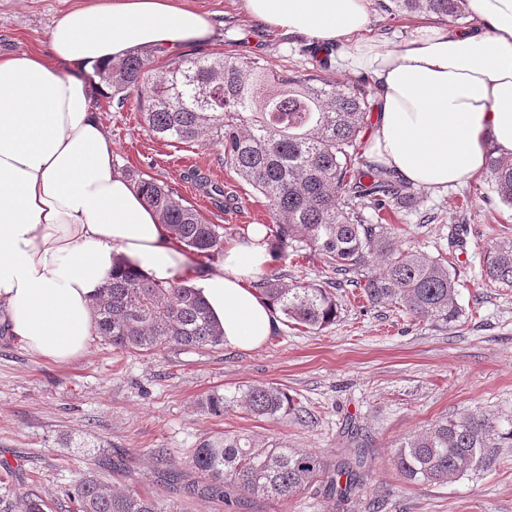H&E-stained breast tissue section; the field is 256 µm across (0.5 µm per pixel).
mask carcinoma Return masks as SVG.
<instances>
[{
    "mask_svg": "<svg viewBox=\"0 0 512 512\" xmlns=\"http://www.w3.org/2000/svg\"><path fill=\"white\" fill-rule=\"evenodd\" d=\"M387 13L465 19L468 0H389ZM133 51L96 68L92 78L122 104L135 96L144 122L162 139L205 141L224 155V164L266 200L274 248L307 247L330 271L325 285L285 284L275 274L253 287L286 319L310 330L336 322V290L357 288L380 307H404L413 317L442 329L460 321L456 275L444 257H431L398 244L392 224H373L375 214L413 204L417 192L397 174L359 156V141L370 117L369 81L340 89L322 78L334 48H307L313 68L297 75L273 71L263 57L229 53L212 57L187 53L169 60L154 75L148 57ZM488 179L500 201L512 207V161L490 158ZM128 177L175 238L198 256L224 253V226L208 222L173 192L138 173ZM484 276L512 286V245L487 249ZM94 316L100 335L112 345L140 354L170 345L219 346L224 334L202 296L175 281L156 282L128 259H116L100 288ZM212 415L239 406L254 417H277L296 410L278 388L252 385L239 397L219 391L201 402ZM489 419L462 414L400 442L394 465L408 481L447 483L472 471L469 461L485 460ZM363 461H329L315 451L273 445L257 447L241 436L200 442L191 466L206 478L202 493L224 500L243 497L288 501L315 486L329 498H344L361 484ZM235 498H230V495ZM72 512H180L162 499L135 490L109 491L87 477L69 492Z\"/></svg>",
    "mask_w": 512,
    "mask_h": 512,
    "instance_id": "obj_1",
    "label": "carcinoma"
}]
</instances>
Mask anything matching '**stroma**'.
<instances>
[{
    "label": "stroma",
    "mask_w": 512,
    "mask_h": 512,
    "mask_svg": "<svg viewBox=\"0 0 512 512\" xmlns=\"http://www.w3.org/2000/svg\"><path fill=\"white\" fill-rule=\"evenodd\" d=\"M104 0H0V54H43L52 25L68 10ZM204 15L206 54H260L277 71L302 70L313 41L249 15L243 0H175ZM372 37L399 41L428 22L425 14L393 17L371 7ZM119 170L144 174L224 227L225 240L269 221L263 197L225 167L216 150L170 144L148 130L135 101L118 105L93 92ZM233 194L220 209L209 191ZM402 247L452 257L464 315L439 329L401 310L339 296L338 317L319 331L282 322L252 350L220 345L170 346L154 355L121 352L93 336L86 352L57 363L0 335V512L38 494L51 512H66L67 490L91 476L114 490L134 489L178 505L181 512H228L201 494L190 465L212 434L272 441L332 459L363 457V486L337 501L308 490L279 502L245 499L241 512H512V445L494 438L485 464L448 483H410L394 466L400 441L443 418L474 413L512 428V288L487 286V248L512 242V207L484 177L445 191H426L415 207L387 218ZM269 273L291 284H323L322 259L304 249L276 256ZM281 388L297 413L254 417L230 408L205 412L201 400L219 390L237 395L252 385ZM175 471L178 483L164 472Z\"/></svg>",
    "instance_id": "obj_1"
}]
</instances>
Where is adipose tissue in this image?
Here are the masks:
<instances>
[{"label": "adipose tissue", "mask_w": 512, "mask_h": 512, "mask_svg": "<svg viewBox=\"0 0 512 512\" xmlns=\"http://www.w3.org/2000/svg\"><path fill=\"white\" fill-rule=\"evenodd\" d=\"M370 0H244L266 24L316 42L352 41L345 69L371 75L374 120L367 162L432 190L481 174L490 155L512 158V0H471L479 27L424 25L372 40ZM210 24L173 0H106L66 12L49 55H0V322L30 352L82 355L96 330L92 303L117 256L154 280H173L180 244L137 187L117 171L90 108L86 73L130 49L202 41ZM79 68L62 75L58 62ZM262 226L221 262L187 271L224 331L250 350L279 314L250 285L273 260Z\"/></svg>", "instance_id": "1"}]
</instances>
